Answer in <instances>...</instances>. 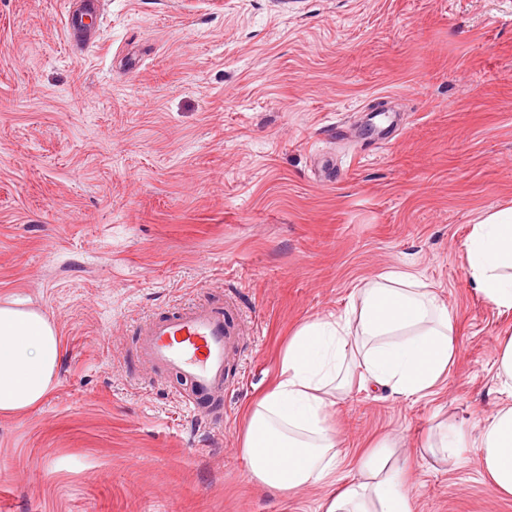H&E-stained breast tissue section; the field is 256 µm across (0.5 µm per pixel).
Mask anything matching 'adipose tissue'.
I'll use <instances>...</instances> for the list:
<instances>
[{
    "label": "adipose tissue",
    "mask_w": 512,
    "mask_h": 512,
    "mask_svg": "<svg viewBox=\"0 0 512 512\" xmlns=\"http://www.w3.org/2000/svg\"><path fill=\"white\" fill-rule=\"evenodd\" d=\"M467 265L489 303L512 309V207L474 224ZM61 350L45 313L0 303V415L44 401L57 382ZM454 354L452 317L418 276L390 271L366 283L345 314L307 321L289 338L276 381L241 432L251 479L282 494L330 489L324 512H412L397 442L386 438L369 453L351 454L333 428V409L356 383L406 399L434 395ZM495 365L510 400L479 424L476 446L493 488L512 495V336L499 343Z\"/></svg>",
    "instance_id": "obj_1"
}]
</instances>
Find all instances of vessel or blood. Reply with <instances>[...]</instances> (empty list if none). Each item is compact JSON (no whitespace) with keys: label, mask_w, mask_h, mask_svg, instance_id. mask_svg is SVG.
I'll return each instance as SVG.
<instances>
[{"label":"vessel or blood","mask_w":512,"mask_h":512,"mask_svg":"<svg viewBox=\"0 0 512 512\" xmlns=\"http://www.w3.org/2000/svg\"><path fill=\"white\" fill-rule=\"evenodd\" d=\"M231 314V308L198 303L157 316L139 331L138 356L144 364L179 377L187 406L218 400L241 335Z\"/></svg>","instance_id":"b4317fda"}]
</instances>
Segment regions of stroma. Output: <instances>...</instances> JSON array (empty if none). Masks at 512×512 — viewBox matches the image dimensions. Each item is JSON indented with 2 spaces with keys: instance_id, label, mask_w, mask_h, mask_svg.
<instances>
[{
  "instance_id": "obj_1",
  "label": "stroma",
  "mask_w": 512,
  "mask_h": 512,
  "mask_svg": "<svg viewBox=\"0 0 512 512\" xmlns=\"http://www.w3.org/2000/svg\"><path fill=\"white\" fill-rule=\"evenodd\" d=\"M65 10L0 0V302L63 342L45 401L0 417V512H323L250 480L244 416L302 323L392 269L446 303L455 359L427 399L341 394L340 437L398 439L414 512H512L477 448L424 450L505 400L512 310L465 244L512 206V0H101L82 49ZM203 302L242 329L219 424L136 354L146 319ZM495 365V379L500 391L512 398V336L497 346ZM468 431L460 424H443L435 426L434 438L426 445L427 451L433 457L441 454L448 456L455 454L453 448L465 447Z\"/></svg>"
}]
</instances>
